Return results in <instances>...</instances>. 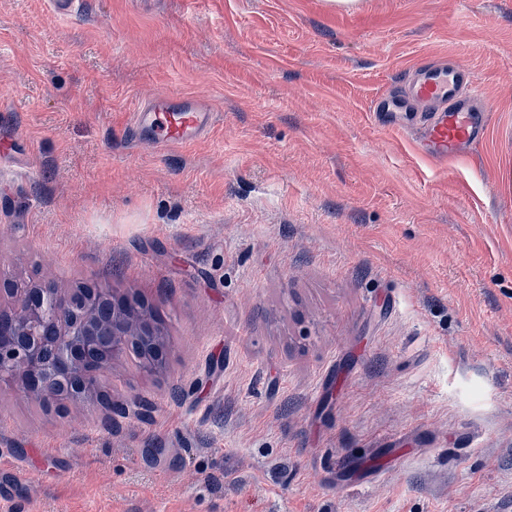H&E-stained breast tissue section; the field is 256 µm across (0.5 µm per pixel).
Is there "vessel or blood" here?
<instances>
[{"label":"vessel or blood","instance_id":"b4317fda","mask_svg":"<svg viewBox=\"0 0 512 512\" xmlns=\"http://www.w3.org/2000/svg\"><path fill=\"white\" fill-rule=\"evenodd\" d=\"M472 72L455 61L417 64L406 70L395 92L376 96L370 118L381 130L409 136L435 165L466 155L483 142L488 116L474 104ZM213 114L189 95L155 97L141 103L133 127L156 150L191 145L204 137Z\"/></svg>","mask_w":512,"mask_h":512}]
</instances>
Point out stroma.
Returning a JSON list of instances; mask_svg holds the SVG:
<instances>
[{"mask_svg":"<svg viewBox=\"0 0 512 512\" xmlns=\"http://www.w3.org/2000/svg\"><path fill=\"white\" fill-rule=\"evenodd\" d=\"M456 60L490 130L437 168L369 116ZM215 120L163 153L136 105ZM0 272L142 296L108 403L0 385V512H512V0H0Z\"/></svg>","mask_w":512,"mask_h":512,"instance_id":"stroma-1","label":"stroma"}]
</instances>
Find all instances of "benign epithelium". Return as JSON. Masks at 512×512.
I'll return each mask as SVG.
<instances>
[{
    "instance_id": "7a95c632",
    "label": "benign epithelium",
    "mask_w": 512,
    "mask_h": 512,
    "mask_svg": "<svg viewBox=\"0 0 512 512\" xmlns=\"http://www.w3.org/2000/svg\"><path fill=\"white\" fill-rule=\"evenodd\" d=\"M0 287L17 305L13 328L23 336L19 346L0 337V385L63 408L99 396L103 375L126 356L149 375L166 368L169 338L136 295H118L96 281L67 293L44 286L34 295L2 275Z\"/></svg>"
}]
</instances>
